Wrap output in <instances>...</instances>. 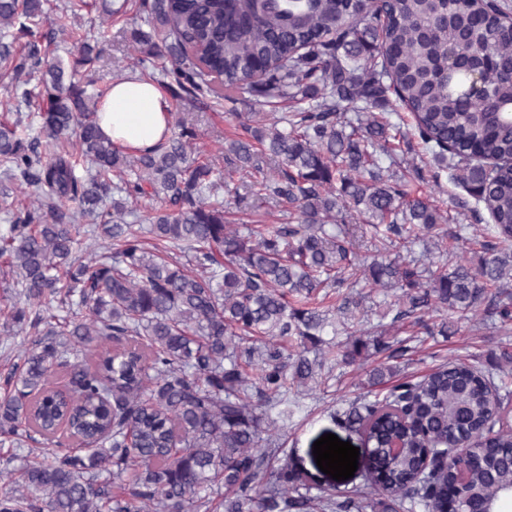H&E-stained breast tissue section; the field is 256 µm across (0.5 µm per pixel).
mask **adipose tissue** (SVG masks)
I'll use <instances>...</instances> for the list:
<instances>
[{"label":"adipose tissue","mask_w":512,"mask_h":512,"mask_svg":"<svg viewBox=\"0 0 512 512\" xmlns=\"http://www.w3.org/2000/svg\"><path fill=\"white\" fill-rule=\"evenodd\" d=\"M99 126L105 137L124 148L152 147L170 132L161 88L139 75L113 82L99 113Z\"/></svg>","instance_id":"1"}]
</instances>
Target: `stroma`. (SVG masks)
I'll list each match as a JSON object with an SVG mask.
<instances>
[{"instance_id":"obj_1","label":"stroma","mask_w":512,"mask_h":512,"mask_svg":"<svg viewBox=\"0 0 512 512\" xmlns=\"http://www.w3.org/2000/svg\"><path fill=\"white\" fill-rule=\"evenodd\" d=\"M122 2L109 0L115 10L108 22L110 40L97 64L100 75L108 82L130 74L135 57L131 41L132 15L121 11ZM263 109L266 108L258 98L246 94L224 98L209 104L205 110L193 112L191 120L198 134L197 148L211 158H218L225 137L231 136L238 127V113ZM396 152L398 162L384 166V177L404 182L410 191L431 193L441 210L447 212L451 228L460 230L467 238L466 257L475 258L481 243L492 235L489 218H476L470 209L458 206L464 190L452 180L451 169L433 164L418 137L412 135L401 140ZM416 166L422 167L423 180L415 179L412 169ZM506 347L512 348V324L493 326L476 318L462 322L457 334L423 337L419 353L403 361L400 375L418 377L452 358L475 360L492 371L500 351ZM365 380V371L358 366L334 369L324 390L299 396L297 404L291 407L281 440L288 452L290 467L313 492L353 493L363 489L366 483L368 455L362 450L363 438L346 428L337 416L345 403L362 393ZM328 433L360 448L358 468L352 478L334 480L317 466L313 444Z\"/></svg>"}]
</instances>
